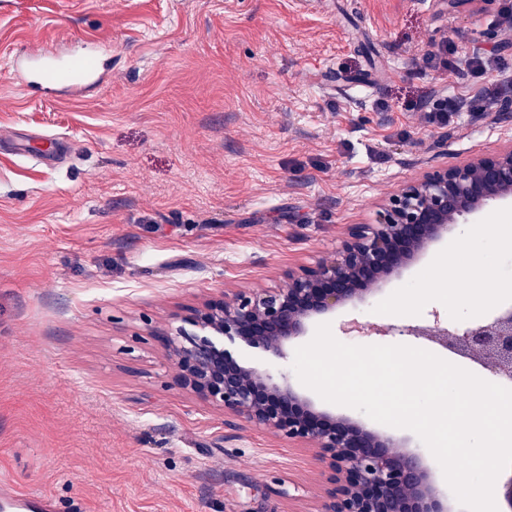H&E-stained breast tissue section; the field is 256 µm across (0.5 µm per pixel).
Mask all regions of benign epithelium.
Returning a JSON list of instances; mask_svg holds the SVG:
<instances>
[{
    "mask_svg": "<svg viewBox=\"0 0 512 512\" xmlns=\"http://www.w3.org/2000/svg\"><path fill=\"white\" fill-rule=\"evenodd\" d=\"M512 191V144L436 167L379 204L372 224H353L335 252L290 268L280 287L226 291L188 309L161 333L175 383L224 413L315 450L328 469L321 512H447L421 458L392 437L318 408L292 376L247 364L226 348L242 344L284 359L309 325L364 303L465 216ZM399 334L436 343L512 380V307L464 329L407 325Z\"/></svg>",
    "mask_w": 512,
    "mask_h": 512,
    "instance_id": "obj_1",
    "label": "benign epithelium"
}]
</instances>
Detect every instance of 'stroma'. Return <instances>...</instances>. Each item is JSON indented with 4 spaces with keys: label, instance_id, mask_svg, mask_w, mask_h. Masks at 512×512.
<instances>
[{
    "label": "stroma",
    "instance_id": "35a3bbf8",
    "mask_svg": "<svg viewBox=\"0 0 512 512\" xmlns=\"http://www.w3.org/2000/svg\"><path fill=\"white\" fill-rule=\"evenodd\" d=\"M512 0H0V482L53 512H319L314 451L174 384L160 329L224 290L278 287L435 166L512 143V92L465 55L499 49ZM112 50L99 88L21 85L10 50ZM448 47L449 68L424 55ZM458 110L441 129L427 115ZM512 201L463 220L367 303L363 325L463 327L512 305ZM421 453L415 433L336 405Z\"/></svg>",
    "mask_w": 512,
    "mask_h": 512
}]
</instances>
